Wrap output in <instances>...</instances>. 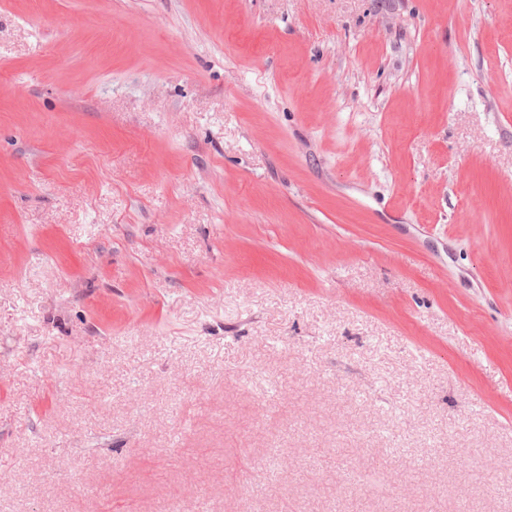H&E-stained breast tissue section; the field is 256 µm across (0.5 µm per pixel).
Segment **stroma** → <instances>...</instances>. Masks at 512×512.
<instances>
[{
    "instance_id": "1",
    "label": "stroma",
    "mask_w": 512,
    "mask_h": 512,
    "mask_svg": "<svg viewBox=\"0 0 512 512\" xmlns=\"http://www.w3.org/2000/svg\"><path fill=\"white\" fill-rule=\"evenodd\" d=\"M0 512H512V0H0Z\"/></svg>"
}]
</instances>
